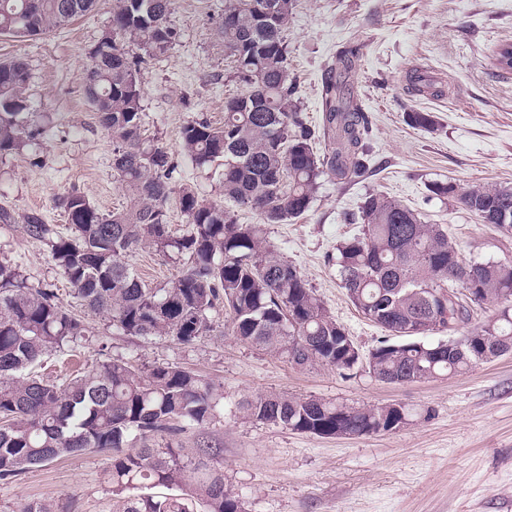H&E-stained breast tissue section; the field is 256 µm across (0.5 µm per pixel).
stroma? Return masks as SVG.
<instances>
[{"mask_svg": "<svg viewBox=\"0 0 512 512\" xmlns=\"http://www.w3.org/2000/svg\"><path fill=\"white\" fill-rule=\"evenodd\" d=\"M112 2L100 0L72 25L36 39L0 36V60L21 57L28 64L29 120L45 128L35 145L0 162V205L40 211L66 235L70 226L54 204L64 191L78 190L104 213L128 202L112 170V138L84 90L87 54L110 25ZM223 18L224 0H176L178 41L140 66L145 136L172 157L173 189L190 185L217 204L224 201L222 168H197L180 130L196 118L223 122L226 99L241 88L217 36ZM505 42L512 43V0L296 2L288 59L306 119L321 123L322 78L337 50L359 46L349 82L371 123V159L363 177H323L310 210L268 225L266 236L361 353L388 333L349 301L336 246L359 233V208L368 195L400 200L426 223L445 225L464 262H512V234L429 190L437 181L461 190L512 187V74L493 63ZM414 70L434 77L438 95L408 91ZM411 112L431 113L433 130L410 125ZM3 257L78 309L49 247L27 238L20 225L0 224ZM128 262L153 287L182 267L179 259L147 250L133 252ZM85 319L90 336L74 352L43 356L38 372L62 380L110 358L145 369L179 366L204 377L219 407L209 424L182 433L180 442L187 449L203 440L220 446L216 465L246 512H512V355L464 374L390 385L361 367L291 365L220 333V311L215 333L187 343L124 334L103 314L89 312ZM268 393L353 406L399 403L410 417L387 433L343 437L244 419L242 400ZM109 463L106 454L85 452L30 469L0 484V512H20L33 500L52 501L60 512H122L124 495L114 494L104 478Z\"/></svg>", "mask_w": 512, "mask_h": 512, "instance_id": "obj_1", "label": "stroma"}]
</instances>
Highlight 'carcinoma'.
<instances>
[{"label": "carcinoma", "instance_id": "cac0c4a2", "mask_svg": "<svg viewBox=\"0 0 512 512\" xmlns=\"http://www.w3.org/2000/svg\"><path fill=\"white\" fill-rule=\"evenodd\" d=\"M99 0H0V35L37 38L93 11ZM294 0H224L220 33L243 90L224 101V123H186L182 147L198 167L224 162V200L249 207L259 222L241 224L235 212L190 189L174 192L167 150L143 137L140 64L178 41L175 0H114L112 39L101 36L88 52L85 95L112 137V169L133 196L129 207L101 213L71 190L56 197L72 235L35 211L0 206V224L50 247L51 258L81 306L108 316L131 336L190 342L214 331L212 313L224 308L227 329L298 367L316 363L339 371L359 366L377 380L403 384L461 374L497 353L512 351V307L469 335L435 346L421 337L435 326L459 325L469 309L512 298V263L465 264L448 229L427 224L414 210L382 194L362 203V233L336 247L342 288L364 318L397 342L383 341L364 357L292 264L279 259L265 227L309 210L326 175L341 180L366 170L369 147L364 109L346 75L358 48L336 55L321 90L322 124L308 125L296 98L286 32ZM28 64L0 62V158L34 144L28 121ZM328 142L318 155L313 144ZM431 192L453 197L486 224L512 231V188L474 186L457 192L436 182ZM186 219L176 236L168 222L172 195ZM186 258L179 274L151 287L127 262L137 249ZM84 318L47 289L34 287L9 259H0V483L75 452L111 455L105 479L112 491L137 490L123 512H245L224 488V471L207 459L222 449L208 444L198 458L176 437L214 418L219 400L202 376L172 365L144 370L107 360L57 383L34 370L40 358L88 336ZM243 417L318 436L370 435L405 423L404 406H347L316 398L270 393L242 403ZM142 443L133 451L131 444ZM145 493H140V490Z\"/></svg>", "mask_w": 512, "mask_h": 512}]
</instances>
